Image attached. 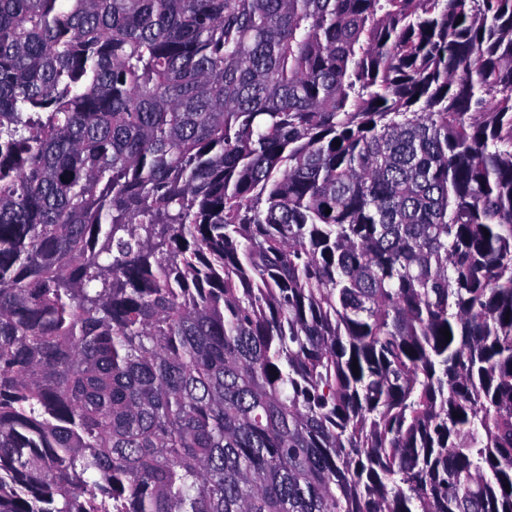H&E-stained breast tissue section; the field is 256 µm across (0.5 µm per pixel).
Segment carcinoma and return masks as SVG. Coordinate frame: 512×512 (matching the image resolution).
Instances as JSON below:
<instances>
[{
    "label": "carcinoma",
    "instance_id": "cac0c4a2",
    "mask_svg": "<svg viewBox=\"0 0 512 512\" xmlns=\"http://www.w3.org/2000/svg\"><path fill=\"white\" fill-rule=\"evenodd\" d=\"M0 512H512V0H0Z\"/></svg>",
    "mask_w": 512,
    "mask_h": 512
}]
</instances>
